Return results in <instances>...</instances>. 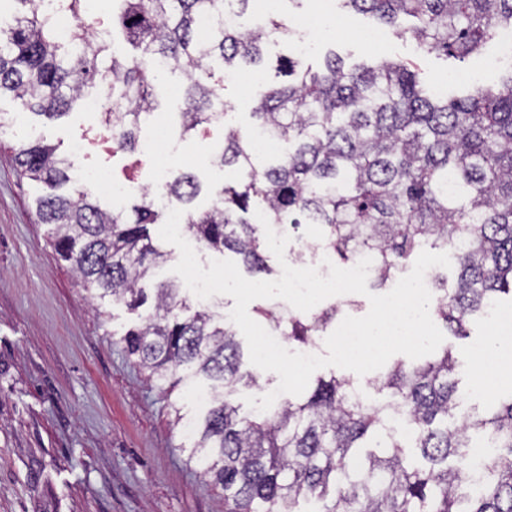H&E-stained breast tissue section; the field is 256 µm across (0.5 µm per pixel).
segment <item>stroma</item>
I'll use <instances>...</instances> for the list:
<instances>
[{"label": "stroma", "instance_id": "obj_1", "mask_svg": "<svg viewBox=\"0 0 512 512\" xmlns=\"http://www.w3.org/2000/svg\"><path fill=\"white\" fill-rule=\"evenodd\" d=\"M278 10L294 24L303 13L321 16L303 36L308 63L331 48L350 65L411 64L424 86L442 85L452 98L498 84L512 63L494 42L462 61L422 52L339 0H307L301 11L280 0ZM261 91L251 76L226 86L225 124L246 128ZM0 111L15 118L0 134V512H229L223 491L188 459L206 382L164 392L148 381L121 343L138 312L83 289L37 221L35 200L47 186L16 170L19 139L41 137L68 153L98 130L97 115L78 106L48 123L8 96ZM467 330L444 343L471 389L470 354L488 326L479 318Z\"/></svg>", "mask_w": 512, "mask_h": 512}]
</instances>
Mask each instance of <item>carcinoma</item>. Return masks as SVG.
Returning <instances> with one entry per match:
<instances>
[{
    "label": "carcinoma",
    "mask_w": 512,
    "mask_h": 512,
    "mask_svg": "<svg viewBox=\"0 0 512 512\" xmlns=\"http://www.w3.org/2000/svg\"><path fill=\"white\" fill-rule=\"evenodd\" d=\"M89 2L64 0L77 23L62 39L42 0H0L7 15L0 21V96L52 121L94 93L113 151L128 153L140 124L158 109L156 78L179 76L185 136L212 121L224 72L253 67L263 80L251 108L254 129L272 133L286 151L259 167L246 133L226 126L212 164L236 169L239 180L212 189L179 171L169 186L204 249L234 254L256 277L271 274L260 210L283 228L321 226L313 244L343 262L371 253L370 286L384 290L422 251L447 248L458 274L451 287L448 276L435 274L432 308L458 337L468 336L466 324L485 315L487 304L512 296V72L498 88L445 101L424 93L412 66L387 60L348 67L331 53L314 69L279 55L270 76L262 68L266 47L294 32L273 14L253 28L224 21V10L238 16L251 0H112L110 33L138 54L102 67L110 43L90 39ZM340 2L428 53L460 61L512 28V0ZM203 16L214 19L205 43L197 35ZM13 151L21 174L50 189L36 199V217L51 226L56 252L82 286L133 311L153 303L122 338L134 363L161 387L170 379L211 382L189 459L221 486L230 512H299L312 498L323 502L320 512H512V396L448 427L463 400L448 349L417 363L398 360L367 379L399 409L409 438L386 430L384 409L352 400L349 381L334 375L318 379L304 399L242 415L234 396L260 384L234 326L216 311L191 307L179 284L152 283L155 269L172 259L149 230L164 223V213L145 193L123 208L101 207L75 186L71 160L41 139L21 140ZM204 192L213 201L200 209ZM335 315L328 308L288 319V341L308 344ZM477 436L493 441V453L483 462L484 481L466 494L468 448ZM407 448L426 464L412 462Z\"/></svg>",
    "instance_id": "carcinoma-1"
}]
</instances>
